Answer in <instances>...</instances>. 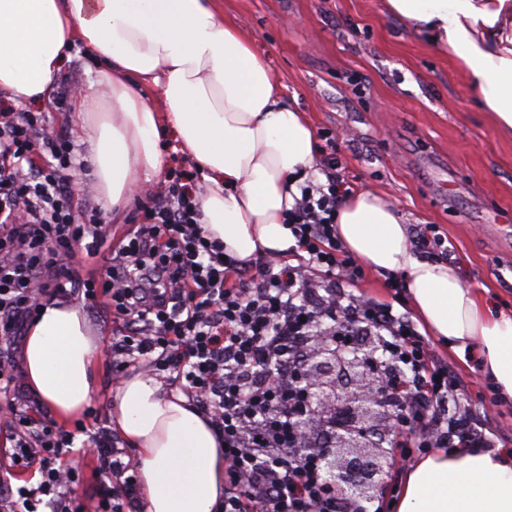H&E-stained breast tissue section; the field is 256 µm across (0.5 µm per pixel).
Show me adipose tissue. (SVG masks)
Wrapping results in <instances>:
<instances>
[{"label": "adipose tissue", "instance_id": "adipose-tissue-1", "mask_svg": "<svg viewBox=\"0 0 512 512\" xmlns=\"http://www.w3.org/2000/svg\"><path fill=\"white\" fill-rule=\"evenodd\" d=\"M387 11L465 73L480 105L512 133V0H386ZM104 64L110 111L95 86L71 114L85 132L104 210L129 201L141 174L160 173L159 127L204 170L202 227L242 264L294 245L286 213L317 165L315 132L285 103L253 42L225 23L216 0H0V92L16 104L48 101L66 48ZM154 86L160 106L141 92ZM339 239L364 265L401 271L429 333L473 350L484 379L512 399V313L492 312L448 264L417 257L395 207L367 191L336 216ZM101 355L82 308L56 302L31 324L22 354L29 387L66 419L92 400ZM112 426L139 452L144 512H216L224 499V445L184 395L147 373L110 396ZM397 512H512V454L431 449L404 479Z\"/></svg>", "mask_w": 512, "mask_h": 512}]
</instances>
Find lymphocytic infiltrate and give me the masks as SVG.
Wrapping results in <instances>:
<instances>
[{"instance_id": "lymphocytic-infiltrate-1", "label": "lymphocytic infiltrate", "mask_w": 512, "mask_h": 512, "mask_svg": "<svg viewBox=\"0 0 512 512\" xmlns=\"http://www.w3.org/2000/svg\"><path fill=\"white\" fill-rule=\"evenodd\" d=\"M323 180L301 186L286 222L296 240L287 258L244 268L201 230L191 184L149 191L144 220L119 252L94 213L74 210L70 144L32 112L0 110V341L14 344L46 302L74 292L105 300L122 329L110 345L112 376L140 365L176 386L210 418L224 449L221 512H339L319 462L299 451L294 418L304 406L301 375L316 331L350 348L362 336L382 341L386 395L398 431V467L427 448H494L499 437L476 422L458 397L450 365L410 317L395 312L404 282L386 279L390 301L348 292L365 271L346 254L336 213L348 188L328 138ZM100 259L83 276L77 253ZM23 433L15 461L38 464V487L22 489L17 512H39L44 497L75 481L59 467L72 432L11 403ZM98 470L112 480L97 512H130L136 476L110 431L89 444Z\"/></svg>"}]
</instances>
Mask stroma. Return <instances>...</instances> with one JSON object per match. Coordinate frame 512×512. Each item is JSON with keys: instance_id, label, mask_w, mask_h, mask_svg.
<instances>
[{"instance_id": "1", "label": "stroma", "mask_w": 512, "mask_h": 512, "mask_svg": "<svg viewBox=\"0 0 512 512\" xmlns=\"http://www.w3.org/2000/svg\"><path fill=\"white\" fill-rule=\"evenodd\" d=\"M267 60L286 102L306 112L317 138L336 134L341 173L352 191L367 190L395 206L410 236L433 225L445 238L463 283L495 307L512 310V134L477 104L467 79L448 59L385 8V0H218ZM48 104H29L75 149L80 164L69 187L77 209L95 207V169L71 124L75 89L102 67L84 45L67 52ZM454 365L461 399L512 452V403H493L472 354L438 345ZM97 391L89 413L63 421L75 450L61 462L77 478L65 490L94 512L109 481L81 448L111 424L112 360L94 365ZM11 418L0 421V481L9 489L38 485V468L14 463Z\"/></svg>"}]
</instances>
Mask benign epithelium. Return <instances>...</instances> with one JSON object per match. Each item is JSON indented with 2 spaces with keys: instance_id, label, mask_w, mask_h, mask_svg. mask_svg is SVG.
<instances>
[{
  "instance_id": "benign-epithelium-1",
  "label": "benign epithelium",
  "mask_w": 512,
  "mask_h": 512,
  "mask_svg": "<svg viewBox=\"0 0 512 512\" xmlns=\"http://www.w3.org/2000/svg\"><path fill=\"white\" fill-rule=\"evenodd\" d=\"M315 341L302 374L309 407L297 418L296 426L304 430L322 428L335 415L336 407L348 409L346 425L334 431L326 444H311L306 449L318 459L337 497L355 506L374 498L394 467L385 440L370 436L392 416L376 394L378 369L368 366L359 353L341 355L320 337Z\"/></svg>"
}]
</instances>
